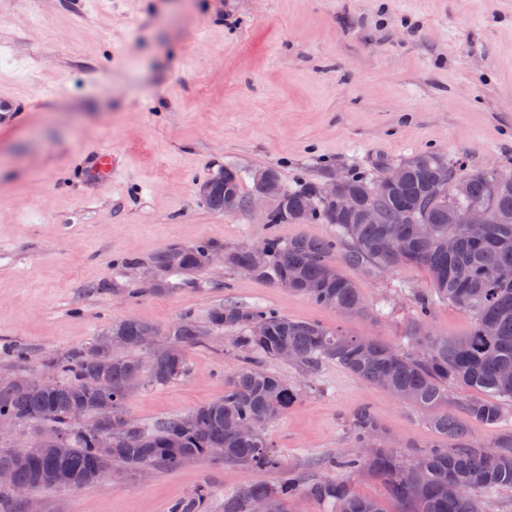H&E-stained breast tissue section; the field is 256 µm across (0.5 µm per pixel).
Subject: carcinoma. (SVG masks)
I'll list each match as a JSON object with an SVG mask.
<instances>
[{
	"label": "carcinoma",
	"instance_id": "carcinoma-1",
	"mask_svg": "<svg viewBox=\"0 0 512 512\" xmlns=\"http://www.w3.org/2000/svg\"><path fill=\"white\" fill-rule=\"evenodd\" d=\"M404 180L382 194L371 189L383 176L354 173L344 191L355 198L353 211L332 210L317 183L283 190L280 208L267 223L331 224L336 236L327 239L297 237L288 241L272 235L259 243L268 257L261 271L250 268L249 247L224 254V263L259 279L278 283L291 280L294 291L313 303L345 314L364 315L366 305L353 283L338 270L337 246L345 244L341 260L368 271H391L404 266L424 267L432 293L416 302L414 326L405 345L395 346L373 337L347 336L316 322L292 320L275 309L226 303L207 316L211 330H234L233 343L240 363L224 382V396L191 412L165 419L152 427H139L138 438L125 439V406L145 384L167 385L186 375L185 349L201 342L200 327L190 312L182 314L168 332V352L149 358L143 369L139 339L152 323L126 318L112 323L108 332L124 345V354H111L106 366L84 356L87 345L54 356L50 363L59 383L47 390L31 388L19 380L0 385V416L20 424L55 429L70 437V450L62 466L89 485L94 475L113 464L136 471L144 463L155 469L175 468L208 456L209 449H224V462L248 465L259 471L283 469L262 433L267 422L279 417L298 398L297 390L264 370L255 357L278 359L282 352L308 370L324 359L336 361L364 382L424 409L448 401L445 387L455 384L484 393V399H467L463 410L478 422L493 426L504 417L503 404L512 402V178L497 169H472L462 196L448 192L437 197L443 183L458 181L460 163L439 153L420 152L401 164ZM231 194L236 207L243 205L240 174L233 171L227 183H217L205 198L207 207L224 212ZM377 205L381 224H366L361 212ZM487 209L491 223L485 237L473 241L465 227L448 223L451 208ZM456 240L448 250V237ZM206 245H170L161 250L153 266L165 277L204 270ZM446 301L475 314L471 330L447 339L425 328L426 318L438 301ZM92 422L77 426V413ZM442 442L420 458L406 462L391 448H377L366 456L346 455L335 461L339 468L367 471L382 478L399 512H478L473 491L512 487V433L485 443L469 438L453 414L432 416ZM361 443L378 433L366 409L353 420ZM112 430V449L102 452L101 434ZM51 461L40 448L19 457L13 448H0V468L12 470L16 481L39 490L53 483L45 478ZM302 495L335 506V512H384L379 502L351 494L343 481L322 479L313 483L290 473L277 484L258 482L239 489L224 500V512H291ZM211 490L200 485L175 501L169 512H205Z\"/></svg>",
	"mask_w": 512,
	"mask_h": 512
}]
</instances>
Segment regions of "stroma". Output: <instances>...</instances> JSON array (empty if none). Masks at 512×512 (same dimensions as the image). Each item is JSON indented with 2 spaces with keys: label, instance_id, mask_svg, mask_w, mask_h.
I'll return each instance as SVG.
<instances>
[{
  "label": "stroma",
  "instance_id": "obj_1",
  "mask_svg": "<svg viewBox=\"0 0 512 512\" xmlns=\"http://www.w3.org/2000/svg\"><path fill=\"white\" fill-rule=\"evenodd\" d=\"M0 89L31 101L0 131V376H35L121 319L165 331L189 311L202 326L227 302L400 344L418 295L431 289L424 268L341 266L368 309L345 316L228 265L157 290L152 260L173 244L229 252L271 233L335 236L328 224L269 227L249 204L261 168L278 169L287 187L324 184L339 171L371 173L435 151L512 176V0H0ZM92 148L123 160L112 184L93 193L79 180ZM229 167L241 175L244 204L216 213L199 188ZM472 324V314L439 302L427 327L455 338ZM186 361V376L142 386L126 413L151 425L221 397L237 366L231 332H209ZM260 364L299 391L263 427L287 470L345 482L398 512L382 481L329 461L355 452L353 417L364 407L380 429L366 451L382 445L415 460L440 441L429 413L332 360L313 373ZM447 392L439 411L469 437L512 433V402L488 427L461 408L472 391ZM279 478L200 458L34 497L43 512H168L206 482L208 512H224L225 496Z\"/></svg>",
  "mask_w": 512,
  "mask_h": 512
}]
</instances>
